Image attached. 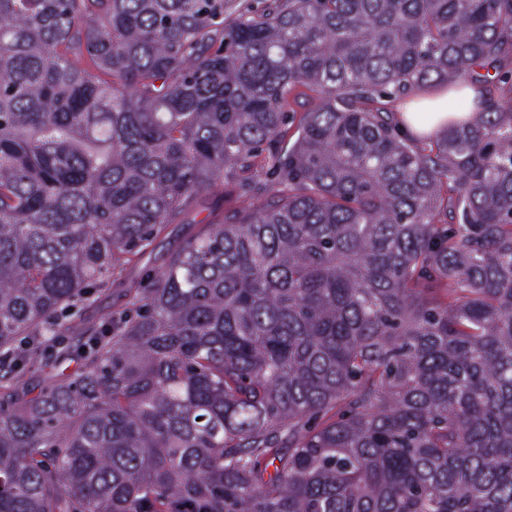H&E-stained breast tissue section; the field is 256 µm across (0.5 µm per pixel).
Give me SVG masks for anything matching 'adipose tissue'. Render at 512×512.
<instances>
[{
    "label": "adipose tissue",
    "instance_id": "obj_1",
    "mask_svg": "<svg viewBox=\"0 0 512 512\" xmlns=\"http://www.w3.org/2000/svg\"><path fill=\"white\" fill-rule=\"evenodd\" d=\"M463 99L468 103L465 111L449 109L451 100ZM481 85L464 84L455 89L426 86L416 91L403 107L399 119L401 130L408 135L432 137L454 123H465L476 119L481 110Z\"/></svg>",
    "mask_w": 512,
    "mask_h": 512
}]
</instances>
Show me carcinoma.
Returning a JSON list of instances; mask_svg holds the SVG:
<instances>
[{
    "label": "carcinoma",
    "instance_id": "1",
    "mask_svg": "<svg viewBox=\"0 0 512 512\" xmlns=\"http://www.w3.org/2000/svg\"><path fill=\"white\" fill-rule=\"evenodd\" d=\"M509 58L512 0H0V512H512V97L381 106ZM229 184L33 394L17 338ZM454 99H464L468 108L455 112L448 107ZM482 86L464 84L448 91L447 86H425L416 91L399 115L400 129L408 135L434 137L452 123L474 121L481 111ZM425 111V112H421Z\"/></svg>",
    "mask_w": 512,
    "mask_h": 512
}]
</instances>
